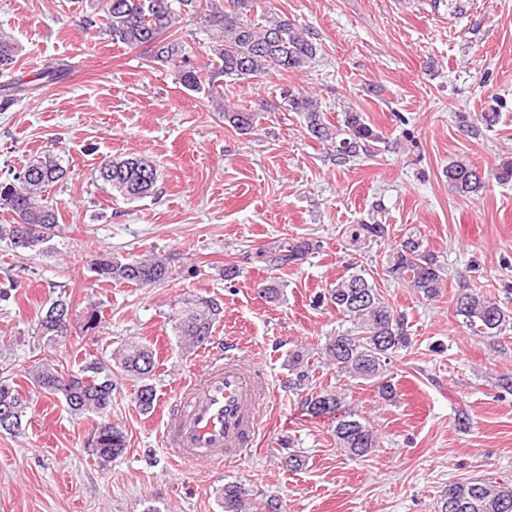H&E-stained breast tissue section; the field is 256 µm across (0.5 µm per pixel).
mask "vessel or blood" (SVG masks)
Listing matches in <instances>:
<instances>
[{
    "label": "vessel or blood",
    "instance_id": "vessel-or-blood-1",
    "mask_svg": "<svg viewBox=\"0 0 512 512\" xmlns=\"http://www.w3.org/2000/svg\"><path fill=\"white\" fill-rule=\"evenodd\" d=\"M268 396L264 371L254 359L230 352L211 358L178 393L165 442L186 461L239 462L254 443Z\"/></svg>",
    "mask_w": 512,
    "mask_h": 512
}]
</instances>
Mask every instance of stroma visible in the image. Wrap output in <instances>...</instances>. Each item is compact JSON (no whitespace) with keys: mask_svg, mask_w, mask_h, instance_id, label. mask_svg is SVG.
<instances>
[{"mask_svg":"<svg viewBox=\"0 0 512 512\" xmlns=\"http://www.w3.org/2000/svg\"><path fill=\"white\" fill-rule=\"evenodd\" d=\"M278 15L315 34L321 50L302 72L225 79L231 102H264L258 129L225 126L220 105L185 89L171 68L142 50L113 44L83 26L98 0H0V32L23 47L19 73L48 67L58 79L0 112V182L45 150L67 168L51 189L62 219L36 250L0 242V369L27 398L28 424L0 430V512H223L219 493L238 481L283 512H437L449 483L475 477L512 483V327L496 339L469 335L453 296L468 283L512 312V183L489 182L477 199L448 187L449 162L479 170L512 157V0H269ZM317 98L330 121L362 112L380 133L345 166L289 111L287 90ZM503 104L492 127L481 120ZM139 156L156 165L153 195L126 200L95 179L102 157ZM379 223L386 240L352 247L343 230ZM416 235L443 265L447 287L428 303L384 269L392 249ZM317 240L318 253L285 270L258 262L255 250L291 239ZM167 258L171 277L153 288L98 281V254ZM362 264L381 295L407 317L412 345L389 375L398 396L346 384L318 351L346 323L315 297L348 263ZM241 274L225 281L224 266ZM284 286L279 302L259 283ZM200 295L224 314L215 345L236 340L271 384L252 453L217 466L173 457L163 422L180 385L208 363L185 352L168 321L174 304ZM69 301L65 343L37 336L35 322L53 300ZM98 328L83 331L88 307ZM151 343L160 360L155 408L142 411L138 384L117 377L108 416L127 449L101 463L89 444L93 415L75 416L60 398L31 383L43 362L77 370L106 358L129 338ZM311 351L312 386L339 389L342 408L368 419L378 446L349 457L336 447L331 418L310 414L305 393L289 388V355ZM300 456V470L288 468Z\"/></svg>","mask_w":512,"mask_h":512,"instance_id":"35a3bbf8","label":"stroma"}]
</instances>
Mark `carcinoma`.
Returning a JSON list of instances; mask_svg holds the SVG:
<instances>
[{"label":"carcinoma","instance_id":"1","mask_svg":"<svg viewBox=\"0 0 512 512\" xmlns=\"http://www.w3.org/2000/svg\"><path fill=\"white\" fill-rule=\"evenodd\" d=\"M204 17L208 26L209 54L199 64L190 59L186 42L175 27L182 16ZM84 23L103 31L114 44L128 48H146L152 64L175 70L179 83L192 91H204L211 98L224 99V78H258L271 71L283 74L300 72L309 66L321 50L315 34L296 22L270 14L261 8L260 0H105L101 13L88 15ZM22 46L11 36L0 34V71L13 69ZM32 86L17 80L8 87L3 104L20 100L31 93ZM288 111L303 114L309 133L331 152L336 164L344 166L366 151L367 144L379 139L357 112H347L341 124L326 120L318 101L301 92L288 91ZM260 112L252 108L224 106V122L242 135L257 130ZM67 168L61 159L46 153L31 159L0 188V207L17 217L12 224L0 225V240L14 248L35 250L46 243L59 226L58 206L46 195L48 188L65 178ZM99 180L111 191L127 200L147 197L153 193L159 174L156 166L141 157L104 158L98 168ZM448 187L457 195L473 199L480 195L486 179L506 184L512 182V158L501 159L487 176H480L472 167L451 162L445 169ZM386 224H350L344 234L353 246L366 245L385 238ZM320 241L293 239L256 251L259 261L275 270L319 251ZM93 269L102 282L129 281L146 288L169 279V262L158 256L121 260L99 255ZM386 273L392 281L405 283L429 302L443 297L444 267L422 243L409 236L389 256ZM366 269L352 263L318 296V303L328 304L341 313L351 327L326 337L321 348L323 364L350 381L377 386L381 399L396 397L395 386L387 372L392 358L411 345L405 314L387 303L375 285L365 277ZM69 309L60 298L41 310L36 322L37 335L55 342L68 336L70 324L57 321L51 310ZM455 314L474 335L495 338L512 317L495 299L465 284L454 301ZM222 313L220 304L208 297L196 296L182 302L169 317L181 347L194 348L213 340V328ZM155 350L140 340H129L109 359L84 360L78 372L63 381L65 369L43 363L32 371L33 385L39 392L62 397L75 414L93 413L97 420L92 428L90 446L103 463L121 456L126 449L123 431L102 417L112 406V367L140 381L137 402L144 411L153 408L156 390L150 384L157 368ZM289 370L294 378L289 386L301 388L309 383L307 354L300 350L289 355ZM342 402L340 393L321 389L305 399L313 415H335L333 432L336 446L351 457H365L378 446L376 431L369 421L354 414L336 415ZM28 401L24 399L13 378L0 371V409L12 413L13 422L0 430L18 433L22 430ZM224 512H282L277 499L256 501L239 482H227L221 491ZM438 512H512V485L490 478H472L448 485L439 499Z\"/></svg>","mask_w":512,"mask_h":512}]
</instances>
